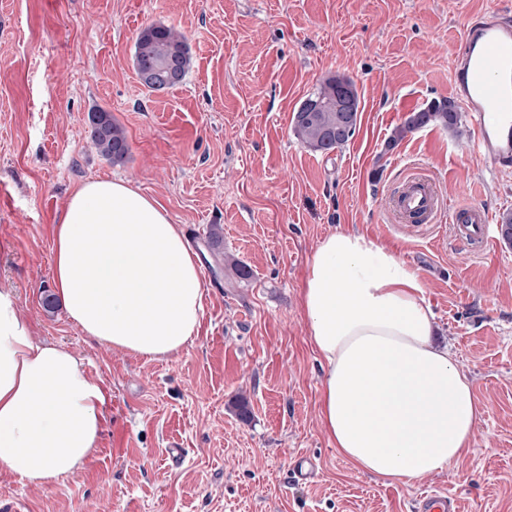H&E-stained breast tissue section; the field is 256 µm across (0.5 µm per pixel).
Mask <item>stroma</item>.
<instances>
[{
    "instance_id": "obj_1",
    "label": "stroma",
    "mask_w": 512,
    "mask_h": 512,
    "mask_svg": "<svg viewBox=\"0 0 512 512\" xmlns=\"http://www.w3.org/2000/svg\"><path fill=\"white\" fill-rule=\"evenodd\" d=\"M512 0H0V290L35 343L66 347L107 394L96 452L41 487L0 469L25 512H415L426 489L462 512H512V244L480 254L447 219L401 224L389 209L409 171L454 207L480 194L512 209V172L473 154L471 128L393 129L436 98L472 17ZM182 34L190 65L164 92L134 66L138 34ZM343 75L361 97L343 148L312 152L292 131L300 102ZM102 108L129 152L103 158L88 114ZM126 180L195 240L205 290L199 333L150 360L100 345L53 293L51 229L82 181ZM338 230L376 240L423 278L425 299L482 408L448 470L403 483L352 467L320 421L323 368L301 305L310 256ZM252 272L224 274L226 260ZM246 404L241 417L237 406ZM184 456L173 461L172 445ZM306 457L313 479L296 478Z\"/></svg>"
}]
</instances>
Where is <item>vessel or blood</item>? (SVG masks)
<instances>
[{"label":"vessel or blood","mask_w":512,"mask_h":512,"mask_svg":"<svg viewBox=\"0 0 512 512\" xmlns=\"http://www.w3.org/2000/svg\"><path fill=\"white\" fill-rule=\"evenodd\" d=\"M454 93L473 123L472 150L495 167L512 165V16L494 12L467 25L452 69ZM397 216L419 224L436 223L444 202L434 181L417 174L395 189ZM453 236L482 252L497 239L498 227L479 204L456 206ZM418 512H461L457 497L426 491L417 498Z\"/></svg>","instance_id":"obj_1"}]
</instances>
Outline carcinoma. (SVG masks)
I'll list each match as a JSON object with an SVG mask.
<instances>
[{
    "instance_id": "carcinoma-1",
    "label": "carcinoma",
    "mask_w": 512,
    "mask_h": 512,
    "mask_svg": "<svg viewBox=\"0 0 512 512\" xmlns=\"http://www.w3.org/2000/svg\"><path fill=\"white\" fill-rule=\"evenodd\" d=\"M189 63L186 41L174 29L149 26L139 33L135 43V69L149 91L160 92L177 86L184 79ZM345 96L359 103L353 81L331 76L301 102L293 117V133L301 145L314 152H326L342 148L352 140L360 120L359 109L349 113L340 111L339 105ZM88 121L91 141L101 156L113 163L124 161L129 147L112 113L97 109L89 113ZM429 125L458 131L461 125L458 104L447 98L429 102L393 130L387 147L394 148L408 134Z\"/></svg>"
}]
</instances>
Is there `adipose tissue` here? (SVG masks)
<instances>
[{"instance_id": "1", "label": "adipose tissue", "mask_w": 512, "mask_h": 512, "mask_svg": "<svg viewBox=\"0 0 512 512\" xmlns=\"http://www.w3.org/2000/svg\"><path fill=\"white\" fill-rule=\"evenodd\" d=\"M52 282L86 336L149 358L198 332L205 291L184 231L124 181L74 188L52 229ZM417 271L342 230L314 250L302 308L325 367L320 415L357 470L409 483L471 448L481 408L468 376L435 339ZM103 388L65 347L38 344L0 291V467L39 486L78 471L104 428Z\"/></svg>"}]
</instances>
